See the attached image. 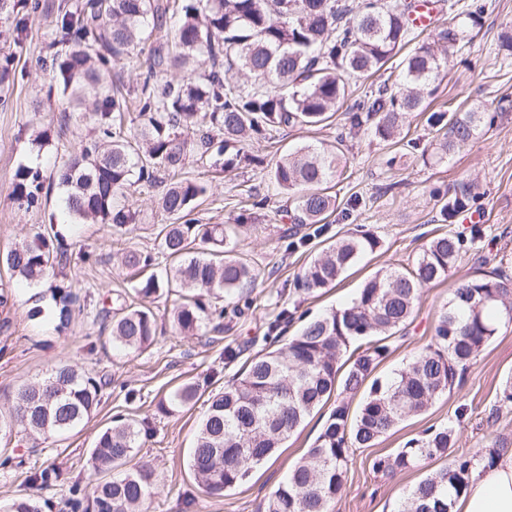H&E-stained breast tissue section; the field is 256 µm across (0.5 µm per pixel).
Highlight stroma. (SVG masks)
Here are the masks:
<instances>
[{
	"mask_svg": "<svg viewBox=\"0 0 512 512\" xmlns=\"http://www.w3.org/2000/svg\"><path fill=\"white\" fill-rule=\"evenodd\" d=\"M65 2L26 0V27L21 31L13 14L0 13V250L31 239L45 225H61L71 245L63 275L80 297L70 325L56 330L46 286L28 285L0 266V285L11 295L8 307H0V413L9 412L8 399L19 386L36 381L60 363L102 378L106 386L87 423L66 439L41 444L18 426L0 437V512L22 497L43 501V512H70L69 487L93 483L89 451L100 432L118 417L145 420L152 427L134 457L135 463L149 465L156 473L148 512H257L315 442L331 409L314 410L277 457L257 469L246 484L216 496L206 493L188 465L211 394L239 376L256 354L284 347L303 319L349 303L376 271L411 265L434 236L453 232L468 243L447 279L424 289L412 324L394 338V351L380 365L379 375L402 367L431 341L437 317L458 280L493 272L512 280V54L500 48L502 33L512 29V0H489L480 25L470 29L464 55L476 60V68H466L458 57H450L446 77L427 97L434 110L463 100L475 106L501 104L494 124L482 127L467 146L441 162L421 152L434 136L421 116L409 120L410 138L421 143L420 150L411 153L391 155L384 143L363 130L349 135L343 146L346 171L329 183L340 208L321 227L294 223V206L272 182L270 172L289 152L334 144L337 132L347 124L346 104H338L328 126L281 128L271 138L243 143L246 160L233 171L189 160L187 177L206 188L194 203L191 219L224 225L237 252L253 267L256 281L224 296L223 319L202 336L173 328L172 298L149 300L160 333L155 344L142 352L113 346L112 318L103 314L102 301L132 290L127 270L117 262L119 250L156 251L158 233L169 218L157 206L159 188L138 183L126 191L138 221L122 231L105 224L72 222L63 209L64 191L56 167L95 136L82 120L84 112L94 110V101L80 110L65 108L53 79L47 43ZM47 127L52 138L35 146L36 131ZM23 166L42 175L40 207L31 209L11 198L14 174ZM467 179L480 184L484 220L477 237L462 218L442 222L430 197L433 188H453ZM395 181L401 184L399 192L386 193L385 184ZM251 193L271 196L273 206L248 208ZM355 230L374 234L380 248L335 286L314 294L299 289L296 280L303 268L337 238ZM510 377L512 324L500 328L461 383L436 399L426 413L405 420L375 447L352 450L345 491L331 512H396L409 491L447 466L448 460L436 458L395 475L374 473L371 461L429 427L455 424L452 452L456 455L491 447L499 440L512 448V402L502 399L504 382ZM186 382L199 386L194 405L166 416L158 413L160 399ZM41 464L58 470L54 486L28 483L30 469Z\"/></svg>",
	"mask_w": 512,
	"mask_h": 512,
	"instance_id": "obj_1",
	"label": "stroma"
}]
</instances>
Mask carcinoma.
Listing matches in <instances>:
<instances>
[{
	"label": "carcinoma",
	"instance_id": "carcinoma-1",
	"mask_svg": "<svg viewBox=\"0 0 512 512\" xmlns=\"http://www.w3.org/2000/svg\"><path fill=\"white\" fill-rule=\"evenodd\" d=\"M410 0H359L352 8L342 0H80L62 8L50 46L54 75L72 108L90 96L96 109L85 114L97 137L80 147L59 170L65 209L77 221L108 224L117 231L135 221L123 203L124 190L136 183L158 186L157 174L170 177L159 198L172 219L160 231L155 253L127 252L121 265L135 272L133 291L150 298L180 294L174 326L194 333L210 323L209 299L231 295L255 279L254 269L226 243L222 224L186 219L206 187L182 176L191 157H224V170L241 162L239 145L265 139L275 129L325 123L348 95L349 79L379 72L408 43L419 37ZM487 0H467L458 20L433 34L401 62L396 79L359 95L348 111V133L367 130L382 142L404 150L420 143L406 138L409 115L426 111L424 92L446 76L447 58L461 51L470 28L480 24ZM156 46L134 90L141 141L119 131L127 100L102 83L112 64ZM443 47V53L434 46ZM210 68L197 71L199 57ZM184 71L178 81L164 74ZM237 72L253 80L245 84ZM489 110L448 105L431 112L435 155L442 161L467 145L487 123ZM343 135L328 148L304 146L279 160L274 183L292 195L299 224H322L338 208L323 185L343 162ZM43 189L38 171L21 168L13 199L39 206ZM443 219L476 202L467 186L447 196L432 190ZM38 232L0 254V262L30 285L44 283L50 271L63 268L70 255L63 234ZM377 238L367 232L342 237L298 276L301 287L316 293L332 286L364 256ZM463 250L453 234L430 239L412 266L377 272L350 303L311 320L284 348L257 355L240 377L210 396L200 422L190 468L206 491L221 495L242 485L266 462L318 406L336 397L323 432L305 458L259 505L258 512H329L341 497L353 448H372L380 438L462 381L467 368L512 323V289L496 277L461 281L448 297L434 327L432 341L387 377L376 376L391 354L390 338L405 328L423 288L442 282ZM173 265L160 275L152 268ZM57 328L69 325L79 296L70 286L50 285ZM153 312L123 301L112 315V342L141 351L155 342ZM358 343L355 349L351 344ZM102 381L70 365L19 389L9 420L0 432L19 424L33 439L63 436L83 424L101 401ZM365 396L349 418V399ZM198 386L186 383L158 403L170 414L190 405ZM144 422L120 419L98 437L89 454L96 476L86 512H142L155 485L147 465L123 466L149 436ZM455 426L427 429L395 452L372 460L376 473L403 472L448 455ZM499 449L484 448L455 456L447 467L421 480L399 512H453L455 497L470 484L476 466L493 464ZM58 479L51 466L33 468L29 480L49 487Z\"/></svg>",
	"mask_w": 512,
	"mask_h": 512
}]
</instances>
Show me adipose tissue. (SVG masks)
<instances>
[{
  "mask_svg": "<svg viewBox=\"0 0 512 512\" xmlns=\"http://www.w3.org/2000/svg\"><path fill=\"white\" fill-rule=\"evenodd\" d=\"M454 512H512V450L498 456L493 466L476 470Z\"/></svg>",
  "mask_w": 512,
  "mask_h": 512,
  "instance_id": "1",
  "label": "adipose tissue"
}]
</instances>
